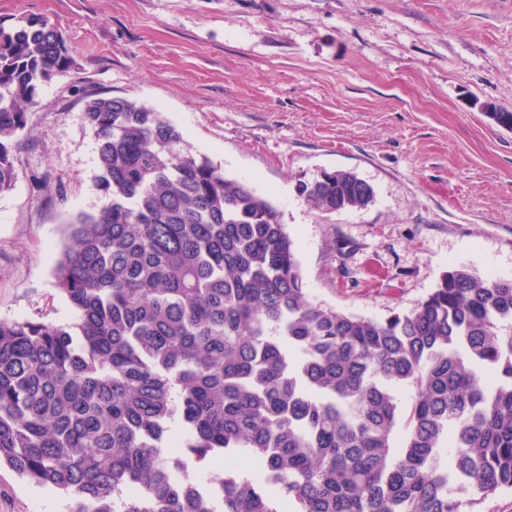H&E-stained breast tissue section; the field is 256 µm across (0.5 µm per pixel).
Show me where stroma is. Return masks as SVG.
Instances as JSON below:
<instances>
[{"label":"stroma","instance_id":"1","mask_svg":"<svg viewBox=\"0 0 512 512\" xmlns=\"http://www.w3.org/2000/svg\"><path fill=\"white\" fill-rule=\"evenodd\" d=\"M48 20L74 60L39 85L0 193V318L71 323L53 284L68 219L107 199L86 102L164 112L193 152L281 212L313 303L372 319L413 309L451 266L512 278V0H0ZM350 170L365 208L299 193ZM64 500L0 467V512Z\"/></svg>","mask_w":512,"mask_h":512}]
</instances>
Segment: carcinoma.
<instances>
[{
    "label": "carcinoma",
    "mask_w": 512,
    "mask_h": 512,
    "mask_svg": "<svg viewBox=\"0 0 512 512\" xmlns=\"http://www.w3.org/2000/svg\"><path fill=\"white\" fill-rule=\"evenodd\" d=\"M72 65L46 19L0 23V192L37 87ZM84 119L108 203L55 261L76 321L0 318V464L66 512H482L512 491V278L458 265L404 314L324 308L279 210L164 113L96 97ZM301 195L374 192L339 170ZM220 458L212 508L189 462Z\"/></svg>",
    "instance_id": "cac0c4a2"
}]
</instances>
